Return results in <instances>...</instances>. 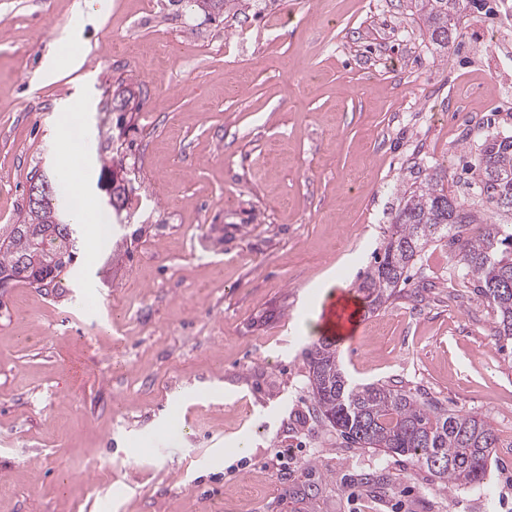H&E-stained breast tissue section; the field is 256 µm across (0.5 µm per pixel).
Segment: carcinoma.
<instances>
[{"instance_id":"carcinoma-1","label":"carcinoma","mask_w":512,"mask_h":512,"mask_svg":"<svg viewBox=\"0 0 512 512\" xmlns=\"http://www.w3.org/2000/svg\"><path fill=\"white\" fill-rule=\"evenodd\" d=\"M486 6L488 0H410L411 15L441 50L459 38L464 9ZM476 171L480 199L469 205L457 201L437 173L402 192L382 252L358 279L357 292L368 311L400 292L428 243L446 238L478 296L496 313L497 340H512V224H489L484 218L486 208L512 216V206L503 205L512 202V135L485 141ZM97 186L116 198L115 211L126 208L128 189L105 160ZM79 250L78 225L48 200L36 211L27 210L21 223L3 225L0 276L48 288L74 270ZM307 367L316 410L350 444L408 456L446 489L485 479L498 436L484 418L424 402L403 386L353 383L328 338L308 350Z\"/></svg>"}]
</instances>
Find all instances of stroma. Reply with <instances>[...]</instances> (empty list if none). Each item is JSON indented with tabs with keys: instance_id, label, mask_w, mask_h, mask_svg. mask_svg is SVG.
<instances>
[{
	"instance_id": "1",
	"label": "stroma",
	"mask_w": 512,
	"mask_h": 512,
	"mask_svg": "<svg viewBox=\"0 0 512 512\" xmlns=\"http://www.w3.org/2000/svg\"><path fill=\"white\" fill-rule=\"evenodd\" d=\"M500 3L441 52L408 0H235L216 21L171 0H0V225L57 173L69 104L91 209L101 159L132 186L111 265L83 252L58 287L0 296V512H512V350L447 242L336 350L353 383L485 417L487 483L450 492L348 444L306 364L402 190L437 171L474 200L485 140L512 135ZM68 40L78 63L47 76ZM122 87L141 108L118 127Z\"/></svg>"
}]
</instances>
